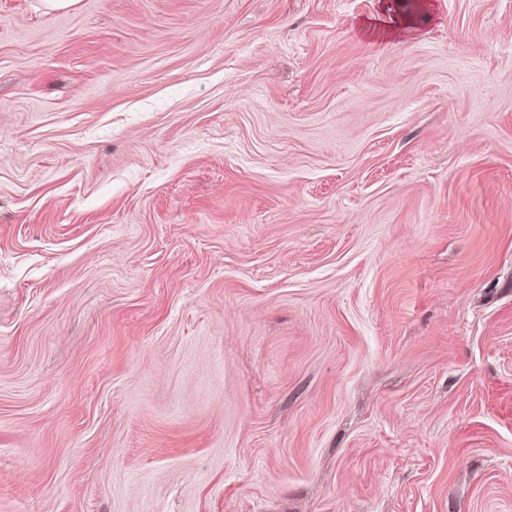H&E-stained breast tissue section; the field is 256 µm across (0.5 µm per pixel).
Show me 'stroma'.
Wrapping results in <instances>:
<instances>
[{
  "instance_id": "stroma-1",
  "label": "stroma",
  "mask_w": 512,
  "mask_h": 512,
  "mask_svg": "<svg viewBox=\"0 0 512 512\" xmlns=\"http://www.w3.org/2000/svg\"><path fill=\"white\" fill-rule=\"evenodd\" d=\"M0 0V512H512V0ZM397 3L398 2H387L383 5V13H389L392 22L373 21L367 28L368 35L381 41L382 39H389L398 33L413 32V25L409 18L403 15L397 17V15L392 12V7H396Z\"/></svg>"
}]
</instances>
